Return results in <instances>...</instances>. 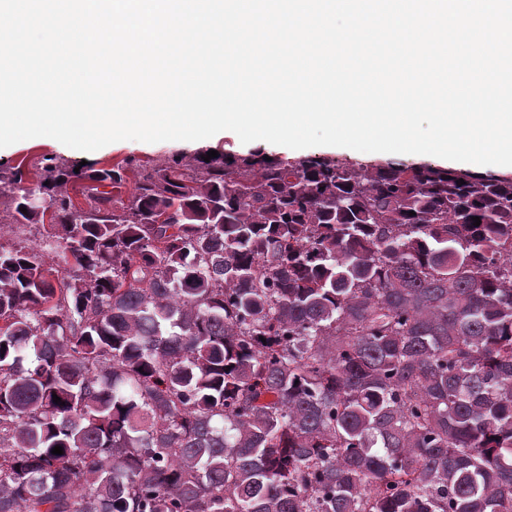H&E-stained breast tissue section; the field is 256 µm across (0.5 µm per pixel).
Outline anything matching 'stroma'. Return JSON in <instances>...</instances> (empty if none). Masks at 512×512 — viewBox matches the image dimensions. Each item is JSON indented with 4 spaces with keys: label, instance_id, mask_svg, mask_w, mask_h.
Returning a JSON list of instances; mask_svg holds the SVG:
<instances>
[{
    "label": "stroma",
    "instance_id": "obj_1",
    "mask_svg": "<svg viewBox=\"0 0 512 512\" xmlns=\"http://www.w3.org/2000/svg\"><path fill=\"white\" fill-rule=\"evenodd\" d=\"M210 150L221 154H242L261 152L284 160H294L301 155L328 158L345 165H380L390 161H399L407 165L433 163V156L421 154H386L383 152H358L345 147L317 146L301 151L284 146L273 145L265 141L241 143L238 136L230 131L219 132L211 138L201 141H162L146 143L136 140H124L111 143L93 152H82L64 146L56 140L31 138L11 146L0 148V165L22 166L29 183H37L42 172L44 158L54 157L67 165L87 162L96 169H109L124 165L126 160H135L136 164L152 167L163 163L168 157L178 154L186 161Z\"/></svg>",
    "mask_w": 512,
    "mask_h": 512
}]
</instances>
